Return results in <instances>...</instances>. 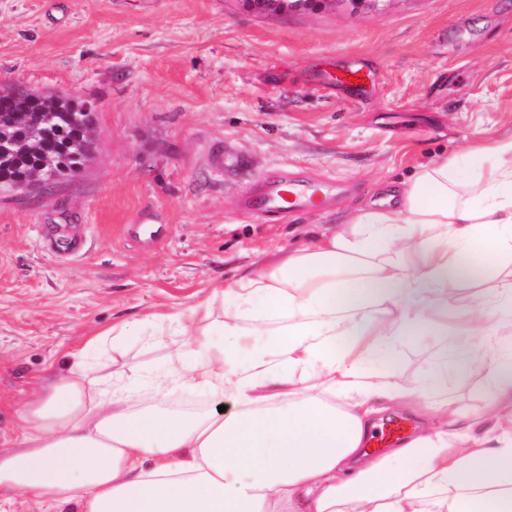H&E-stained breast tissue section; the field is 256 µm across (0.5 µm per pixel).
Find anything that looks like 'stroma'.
<instances>
[{"mask_svg":"<svg viewBox=\"0 0 512 512\" xmlns=\"http://www.w3.org/2000/svg\"><path fill=\"white\" fill-rule=\"evenodd\" d=\"M353 97L322 77L357 59ZM0 85L90 101L94 160L47 191H0V442L12 405L85 336L150 308L189 305L252 264L311 244L383 185L478 140L512 133V0H392L381 13L281 14L244 0H0ZM224 150L223 168L210 151ZM332 179L326 208L262 224L239 198L280 167ZM153 215V234L137 227ZM450 289L427 336L397 349L390 379H430L466 301ZM181 339L135 332L150 370ZM434 391L474 418L484 377L459 369Z\"/></svg>","mask_w":512,"mask_h":512,"instance_id":"1","label":"stroma"}]
</instances>
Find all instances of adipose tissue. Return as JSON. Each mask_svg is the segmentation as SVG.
Segmentation results:
<instances>
[{"mask_svg": "<svg viewBox=\"0 0 512 512\" xmlns=\"http://www.w3.org/2000/svg\"><path fill=\"white\" fill-rule=\"evenodd\" d=\"M464 159L468 182L435 162L211 298L145 313L68 352L67 370L39 376L13 408L0 493L59 512H474L481 498L512 512V432L462 440L452 416L448 431L380 456L366 448L383 402L447 411L431 391L452 363L484 372V421L500 422V403L512 401V342L487 340L494 320L512 316V136ZM473 253L502 271L495 295L470 296L465 334L430 384L387 381L381 365L432 328L449 289L482 276L464 263ZM136 326L182 337L163 373L90 370L91 350L124 355ZM142 383L163 397L200 392L216 407L143 410Z\"/></svg>", "mask_w": 512, "mask_h": 512, "instance_id": "adipose-tissue-1", "label": "adipose tissue"}]
</instances>
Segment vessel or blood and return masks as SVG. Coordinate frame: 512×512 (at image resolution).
<instances>
[{"instance_id":"1","label":"vessel or blood","mask_w":512,"mask_h":512,"mask_svg":"<svg viewBox=\"0 0 512 512\" xmlns=\"http://www.w3.org/2000/svg\"><path fill=\"white\" fill-rule=\"evenodd\" d=\"M322 188L316 179L281 168L267 173L239 200V210L249 217L264 221L283 218L316 208ZM405 421L397 420L371 433L368 444L373 448L392 447L408 431Z\"/></svg>"}]
</instances>
